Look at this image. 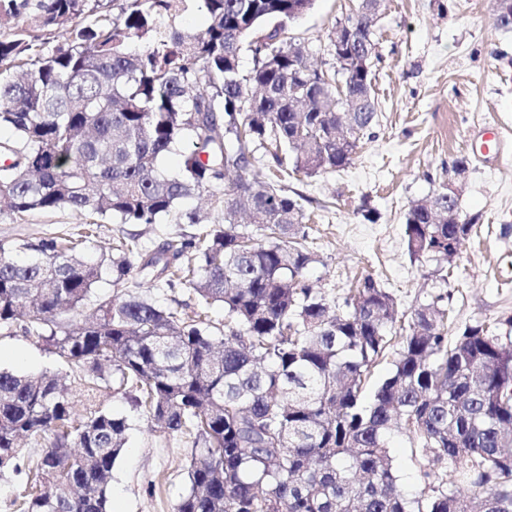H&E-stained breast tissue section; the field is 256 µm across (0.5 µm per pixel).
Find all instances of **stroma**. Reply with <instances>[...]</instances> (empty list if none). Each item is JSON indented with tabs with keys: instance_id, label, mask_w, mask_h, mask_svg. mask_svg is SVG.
Instances as JSON below:
<instances>
[{
	"instance_id": "1",
	"label": "stroma",
	"mask_w": 512,
	"mask_h": 512,
	"mask_svg": "<svg viewBox=\"0 0 512 512\" xmlns=\"http://www.w3.org/2000/svg\"><path fill=\"white\" fill-rule=\"evenodd\" d=\"M356 0H315L289 29L311 62L334 70L330 35ZM377 118L351 165L314 178L291 173L282 181L305 198L310 242L320 257L307 277L329 296L372 275L391 291L400 310L432 296L448 302V334L464 326L512 317V32L498 28L493 0H385L375 29ZM502 138L491 147L488 130ZM467 156L457 180L460 209L476 225L443 277L407 251L410 204L447 181L453 161ZM373 209L368 221L364 209ZM70 212L34 213L22 224L0 219V241L62 235L75 230ZM187 224H105L99 250L114 238L139 235L153 247ZM56 360L19 327L0 330V368L40 371ZM103 405L129 417L132 428L113 469L111 512H174L185 492L188 440L151 431L145 416L118 395Z\"/></svg>"
}]
</instances>
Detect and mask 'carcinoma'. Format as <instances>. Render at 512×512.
<instances>
[{
	"label": "carcinoma",
	"mask_w": 512,
	"mask_h": 512,
	"mask_svg": "<svg viewBox=\"0 0 512 512\" xmlns=\"http://www.w3.org/2000/svg\"><path fill=\"white\" fill-rule=\"evenodd\" d=\"M183 2L0 0V27L14 23L0 32V129L13 133L0 218L82 219L73 235L0 242V327L22 324L59 366L0 370V475L26 472L18 510L109 512L130 430L103 407L112 394L199 449L176 512H512V319L450 342L441 295L406 314L370 275L340 301L312 288L303 197L249 177L261 149L306 178L350 165L377 115L372 68L346 70L340 91L322 81L287 28L315 0H198L201 32L176 27ZM496 11L512 31V0ZM378 12L360 0L346 17V52L373 44ZM182 144L170 176L160 161ZM203 194L208 223L185 207ZM165 219L195 232L153 250L124 236L87 257L103 224ZM474 225L436 189L407 212L408 253L440 276ZM131 280L183 285L195 308H163L124 290ZM103 281L112 294L83 311ZM396 431L426 461L414 496ZM24 437L46 444L26 464ZM447 465L476 497L448 486Z\"/></svg>",
	"instance_id": "cac0c4a2"
}]
</instances>
